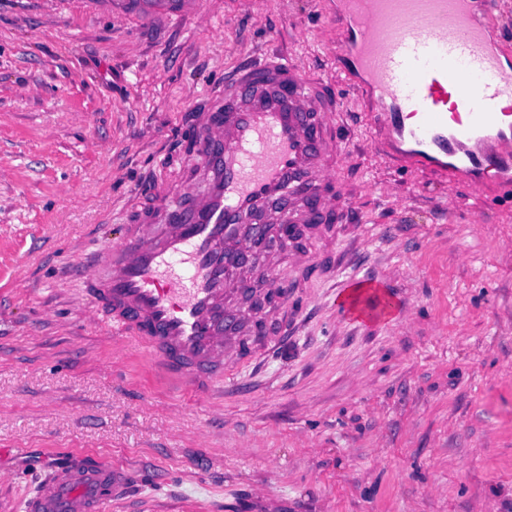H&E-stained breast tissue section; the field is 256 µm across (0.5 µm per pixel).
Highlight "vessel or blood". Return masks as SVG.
<instances>
[{"mask_svg":"<svg viewBox=\"0 0 512 512\" xmlns=\"http://www.w3.org/2000/svg\"><path fill=\"white\" fill-rule=\"evenodd\" d=\"M333 76L273 56L233 68L194 107L201 166L178 189L158 176L149 218L126 225L105 272L86 285L113 332L138 339L170 383L201 396L230 382L281 335L266 318L286 311L298 274L320 270L310 243L350 223L343 101L331 80L365 96L384 158L407 172L465 183L512 202V51L489 46L483 20L500 0H340ZM291 225V241L270 223ZM265 311L238 304L280 255ZM128 482L111 461L51 475L24 512H103Z\"/></svg>","mask_w":512,"mask_h":512,"instance_id":"obj_1","label":"vessel or blood"}]
</instances>
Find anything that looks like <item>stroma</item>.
Returning <instances> with one entry per match:
<instances>
[{
  "mask_svg": "<svg viewBox=\"0 0 512 512\" xmlns=\"http://www.w3.org/2000/svg\"><path fill=\"white\" fill-rule=\"evenodd\" d=\"M170 2L0 0V512L91 453L141 477L105 512H512V206L386 164L364 103L358 236L235 384L177 392L94 320L84 272L183 168L189 99L272 47L331 68L336 0ZM354 278L386 320L338 313Z\"/></svg>",
  "mask_w": 512,
  "mask_h": 512,
  "instance_id": "35a3bbf8",
  "label": "stroma"
}]
</instances>
